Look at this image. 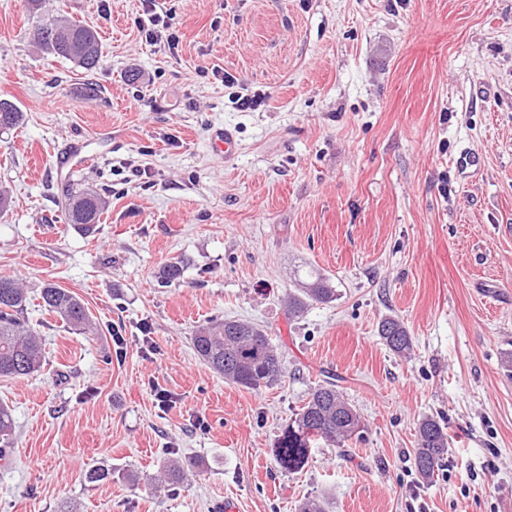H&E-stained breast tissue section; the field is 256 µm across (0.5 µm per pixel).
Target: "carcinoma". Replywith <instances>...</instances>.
<instances>
[{"label":"carcinoma","mask_w":512,"mask_h":512,"mask_svg":"<svg viewBox=\"0 0 512 512\" xmlns=\"http://www.w3.org/2000/svg\"><path fill=\"white\" fill-rule=\"evenodd\" d=\"M35 37L41 49L49 54L75 62L90 72L102 62L103 46L97 31L62 16L39 20ZM10 107L5 113L3 130L8 131L23 121V112L8 100L0 105ZM109 200L92 189L69 186L64 194L65 223L86 235L97 230L101 215ZM297 288L288 294V312L300 316L310 305L336 299V288L329 278L311 270L307 279H296ZM42 307L58 316L70 329L81 334H97L98 325L82 302L69 290L56 284L45 285L39 294ZM30 302L27 288L17 279L0 277V377L19 378L42 368L45 351L40 337L29 327L25 312ZM378 333L384 344L395 354L404 356L412 348V337L404 325L386 318L379 324ZM199 358L224 380L237 386L258 390L272 383L269 368L276 375L284 374L282 359L271 343L268 332L246 320L213 319L199 326L192 336ZM15 426L12 411L0 403V459L8 457V448ZM361 418L343 398L333 383L313 389L309 399L281 429L272 453L280 468L288 473L302 471L321 442L341 446L361 434ZM448 454V433L433 418L418 425L414 464L425 480L434 478ZM164 479L172 486L183 484L187 478L184 465L177 458L162 461Z\"/></svg>","instance_id":"cac0c4a2"}]
</instances>
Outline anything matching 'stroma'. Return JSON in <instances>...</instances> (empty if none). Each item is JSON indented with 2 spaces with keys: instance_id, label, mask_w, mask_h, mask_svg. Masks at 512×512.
I'll return each instance as SVG.
<instances>
[{
  "instance_id": "35a3bbf8",
  "label": "stroma",
  "mask_w": 512,
  "mask_h": 512,
  "mask_svg": "<svg viewBox=\"0 0 512 512\" xmlns=\"http://www.w3.org/2000/svg\"><path fill=\"white\" fill-rule=\"evenodd\" d=\"M45 6L93 26L104 58L38 51L26 0H0V99L25 116L0 132V276L68 289L100 331L28 309L46 361L0 378V512H512V0H176L173 50L139 31L146 0ZM224 72L262 106L240 110ZM69 182L112 187L93 235L64 220ZM301 269L336 298L292 318ZM388 316L405 357L378 335ZM215 318L267 327L284 376L247 390L209 369L191 337ZM328 381L362 433L285 473L275 439ZM427 416L448 433L430 481ZM170 448L194 472L146 485ZM93 465L116 478L84 482ZM378 333L384 344L399 356H405L412 348V338L407 329L394 318L382 320L379 324ZM448 454V433L433 418H425L418 425L417 448L414 450V464L424 480L434 478Z\"/></svg>"
}]
</instances>
